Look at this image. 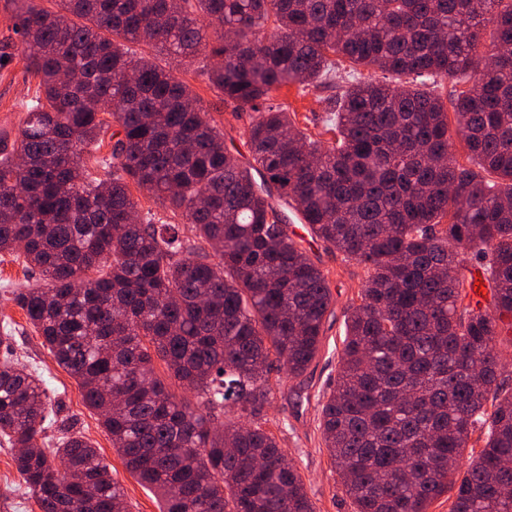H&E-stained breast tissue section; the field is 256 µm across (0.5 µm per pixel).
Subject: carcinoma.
Listing matches in <instances>:
<instances>
[{"label": "carcinoma", "mask_w": 512, "mask_h": 512, "mask_svg": "<svg viewBox=\"0 0 512 512\" xmlns=\"http://www.w3.org/2000/svg\"><path fill=\"white\" fill-rule=\"evenodd\" d=\"M18 2L39 83L0 149V253H20L44 284L13 301L161 512H314L264 427L271 371L304 375L333 304L290 208L367 268L320 423L355 512H428L452 489L450 512H512V387L496 350L512 336V0ZM130 43L216 60V96L253 113L250 160ZM336 56L384 80L340 89L326 146L273 93L321 85ZM460 75L471 86L448 107L427 87ZM108 132L112 176L90 178L84 156ZM132 185L194 239L140 219ZM472 268L485 271L483 303ZM55 423L43 379L1 360L0 443L21 449L13 463L41 512H128L84 436L38 444Z\"/></svg>", "instance_id": "cac0c4a2"}]
</instances>
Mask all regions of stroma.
I'll use <instances>...</instances> for the list:
<instances>
[{"label":"stroma","instance_id":"stroma-1","mask_svg":"<svg viewBox=\"0 0 512 512\" xmlns=\"http://www.w3.org/2000/svg\"><path fill=\"white\" fill-rule=\"evenodd\" d=\"M14 0H0V129L17 130L25 115V104L35 94L38 80L25 69L22 46L12 26ZM147 56L166 66L171 74L187 83L203 102L210 120L224 135L228 149L240 160H248L245 145L249 113H234L219 100L203 73L204 58L180 59L147 49ZM348 63H338L332 78L318 88L294 85L281 88L276 97L294 112L300 127L314 138L332 143L335 135L328 123V106L348 79ZM303 247L309 258L329 277L333 305L324 323L321 351L303 377L292 379L272 373L276 385L265 409L268 428L277 437L289 460L297 467L315 512H354L340 477L334 470L320 430L321 401L335 383L345 318L351 306L359 304L358 292L367 277L363 265L345 260L335 249L317 239ZM37 268L23 258L0 253V359L17 360L26 371L39 374L53 403L62 407L73 432L86 437L98 448L112 470V478L123 489L130 512H161L162 502L153 490L142 485L124 467L96 413L90 410L75 379L55 363L43 339L12 300L14 291L41 285ZM12 448L0 445V512H39L28 495L13 464Z\"/></svg>","mask_w":512,"mask_h":512}]
</instances>
